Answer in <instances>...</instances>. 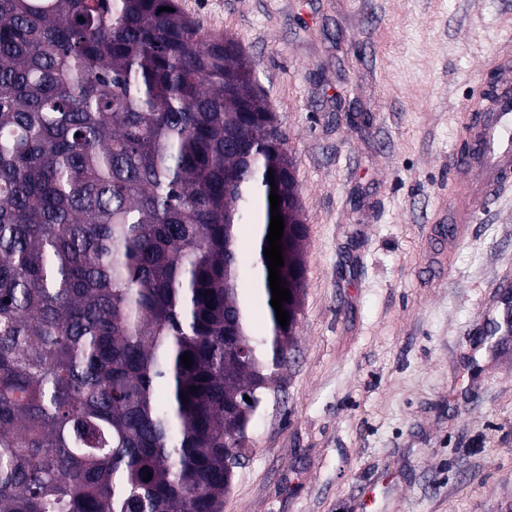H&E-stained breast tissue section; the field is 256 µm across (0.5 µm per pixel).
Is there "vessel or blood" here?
Instances as JSON below:
<instances>
[{"label": "vessel or blood", "instance_id": "obj_1", "mask_svg": "<svg viewBox=\"0 0 512 512\" xmlns=\"http://www.w3.org/2000/svg\"><path fill=\"white\" fill-rule=\"evenodd\" d=\"M492 61L498 72V92L493 98L472 102L463 126L464 133L480 143L481 151L467 160L449 161L455 224L474 223L478 205L497 201L512 186V46L496 48Z\"/></svg>", "mask_w": 512, "mask_h": 512}]
</instances>
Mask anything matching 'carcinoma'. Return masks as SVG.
I'll return each mask as SVG.
<instances>
[{"label":"carcinoma","instance_id":"1","mask_svg":"<svg viewBox=\"0 0 512 512\" xmlns=\"http://www.w3.org/2000/svg\"><path fill=\"white\" fill-rule=\"evenodd\" d=\"M270 121L251 63L180 0H0V512H224L232 421L288 362L304 288Z\"/></svg>","mask_w":512,"mask_h":512}]
</instances>
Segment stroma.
<instances>
[{
    "label": "stroma",
    "instance_id": "obj_1",
    "mask_svg": "<svg viewBox=\"0 0 512 512\" xmlns=\"http://www.w3.org/2000/svg\"><path fill=\"white\" fill-rule=\"evenodd\" d=\"M180 3L252 62L307 228L224 512H512V193L448 224L512 0Z\"/></svg>",
    "mask_w": 512,
    "mask_h": 512
}]
</instances>
